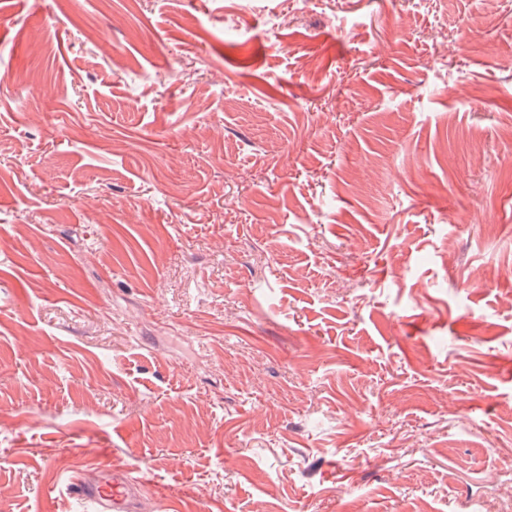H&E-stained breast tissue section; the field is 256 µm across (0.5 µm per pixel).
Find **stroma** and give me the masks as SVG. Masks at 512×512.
<instances>
[{"mask_svg": "<svg viewBox=\"0 0 512 512\" xmlns=\"http://www.w3.org/2000/svg\"><path fill=\"white\" fill-rule=\"evenodd\" d=\"M112 467L512 492V0H0V512Z\"/></svg>", "mask_w": 512, "mask_h": 512, "instance_id": "stroma-1", "label": "stroma"}]
</instances>
